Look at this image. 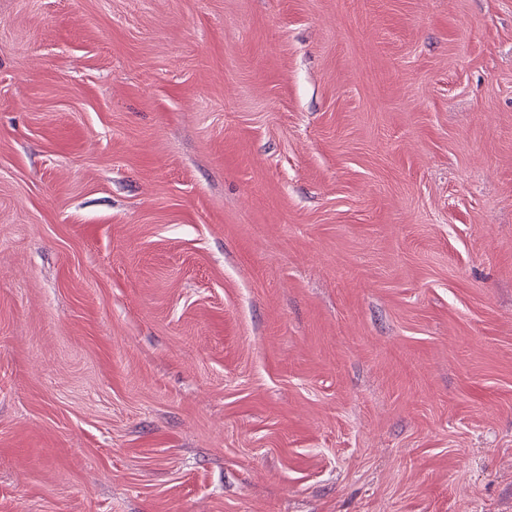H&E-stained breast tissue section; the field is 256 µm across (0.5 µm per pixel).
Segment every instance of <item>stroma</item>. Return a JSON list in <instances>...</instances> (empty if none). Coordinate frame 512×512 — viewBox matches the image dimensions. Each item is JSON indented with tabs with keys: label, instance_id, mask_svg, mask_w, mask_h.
Returning <instances> with one entry per match:
<instances>
[{
	"label": "stroma",
	"instance_id": "obj_1",
	"mask_svg": "<svg viewBox=\"0 0 512 512\" xmlns=\"http://www.w3.org/2000/svg\"><path fill=\"white\" fill-rule=\"evenodd\" d=\"M0 512H512V0H0Z\"/></svg>",
	"mask_w": 512,
	"mask_h": 512
}]
</instances>
